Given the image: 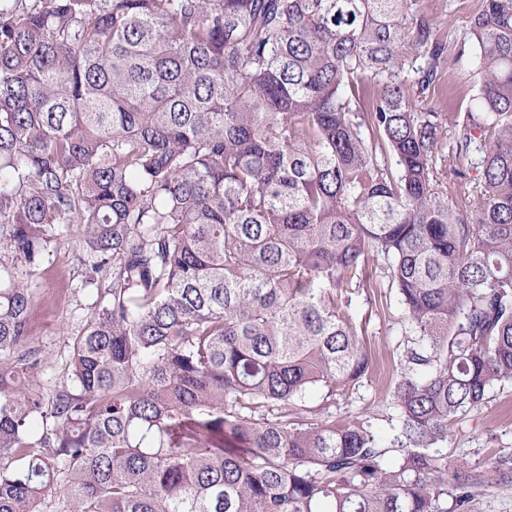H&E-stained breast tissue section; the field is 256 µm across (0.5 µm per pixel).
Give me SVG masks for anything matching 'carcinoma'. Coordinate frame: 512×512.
<instances>
[{
	"label": "carcinoma",
	"mask_w": 512,
	"mask_h": 512,
	"mask_svg": "<svg viewBox=\"0 0 512 512\" xmlns=\"http://www.w3.org/2000/svg\"><path fill=\"white\" fill-rule=\"evenodd\" d=\"M408 0H0V512H474L448 468L512 385V0L464 32ZM454 128V144L446 140ZM478 178L448 194L456 163ZM392 157L397 169L385 165ZM112 265L51 400L30 279L73 225ZM403 313L391 450L336 397L372 368L352 295ZM480 0H413L410 12L424 14L439 29V35L447 43V64L431 85L429 98L443 105L441 112H460L469 104L472 51L463 43V33L471 17L478 9ZM448 29L452 36L448 38Z\"/></svg>",
	"instance_id": "obj_1"
}]
</instances>
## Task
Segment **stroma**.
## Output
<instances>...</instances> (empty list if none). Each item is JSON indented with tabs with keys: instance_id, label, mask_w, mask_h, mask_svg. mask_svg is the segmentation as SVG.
<instances>
[{
	"instance_id": "obj_1",
	"label": "stroma",
	"mask_w": 512,
	"mask_h": 512,
	"mask_svg": "<svg viewBox=\"0 0 512 512\" xmlns=\"http://www.w3.org/2000/svg\"><path fill=\"white\" fill-rule=\"evenodd\" d=\"M479 0H413L412 11L425 15L445 37L447 64L429 90L444 112L468 104L472 51L463 33L478 9ZM89 268L78 229L58 237L33 269L36 289L34 317L27 350L43 360L40 375L45 396H53L66 375L75 336L81 335L93 315L95 291L82 288ZM387 286L355 294L352 309L366 322V340L373 356V370L346 398L337 400L341 411L370 420L380 447H389L397 420L387 389L396 377V345L403 339L398 304H387ZM467 421L448 439V453L456 466L478 467L498 454L512 455V386L494 392L481 411H471Z\"/></svg>"
}]
</instances>
